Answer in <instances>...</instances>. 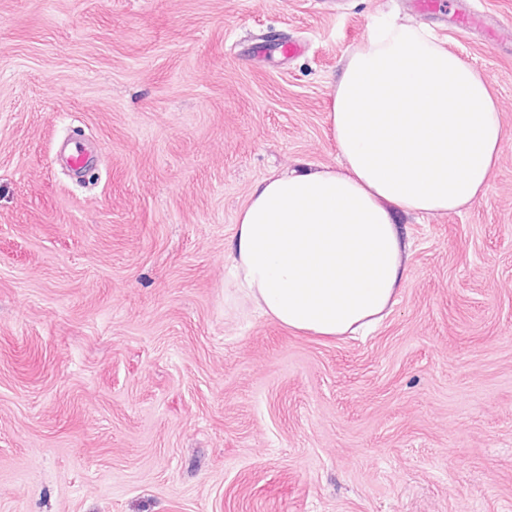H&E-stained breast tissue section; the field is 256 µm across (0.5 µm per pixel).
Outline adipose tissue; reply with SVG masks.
<instances>
[{"label":"adipose tissue","mask_w":512,"mask_h":512,"mask_svg":"<svg viewBox=\"0 0 512 512\" xmlns=\"http://www.w3.org/2000/svg\"><path fill=\"white\" fill-rule=\"evenodd\" d=\"M327 122L338 163L273 174L236 217L229 287L315 336L380 322L407 277L400 216L481 199L506 131L486 75L421 25L377 20L344 58Z\"/></svg>","instance_id":"obj_1"}]
</instances>
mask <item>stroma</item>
<instances>
[{"instance_id":"35a3bbf8","label":"stroma","mask_w":512,"mask_h":512,"mask_svg":"<svg viewBox=\"0 0 512 512\" xmlns=\"http://www.w3.org/2000/svg\"><path fill=\"white\" fill-rule=\"evenodd\" d=\"M382 14L507 135L481 200L405 218L380 325L305 335L228 301L224 250L259 181L336 165ZM0 512H512V0H0Z\"/></svg>"}]
</instances>
